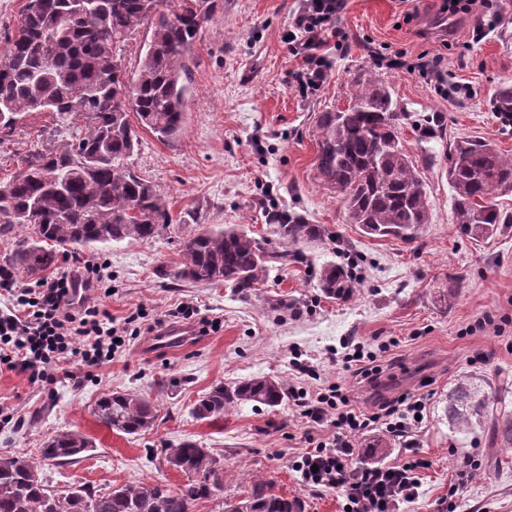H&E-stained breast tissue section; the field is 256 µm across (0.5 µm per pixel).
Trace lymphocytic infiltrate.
<instances>
[{"label": "lymphocytic infiltrate", "instance_id": "1", "mask_svg": "<svg viewBox=\"0 0 512 512\" xmlns=\"http://www.w3.org/2000/svg\"><path fill=\"white\" fill-rule=\"evenodd\" d=\"M344 7L345 0H304L294 17L288 47L300 62L295 74L299 93L316 91L322 84L328 67L324 35ZM80 286L88 295L78 302L74 293ZM111 287L112 274L104 262L62 268L33 288L19 287L13 268L0 265V291L10 298L9 306L0 310V366L35 383L60 375L73 378L68 365L74 360L90 367L112 361L121 348L120 337L139 316L116 322L92 300V290ZM291 397L302 418L332 431L295 461L293 469L304 486L341 491L342 512H399L401 504L418 497L421 461L357 466L353 460L356 434L374 425L397 437L416 429L417 416L426 409L423 398L402 394L367 413L335 383L316 390L295 387Z\"/></svg>", "mask_w": 512, "mask_h": 512}]
</instances>
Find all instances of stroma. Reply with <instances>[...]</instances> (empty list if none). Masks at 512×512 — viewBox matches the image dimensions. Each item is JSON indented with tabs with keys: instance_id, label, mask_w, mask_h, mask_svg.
I'll use <instances>...</instances> for the list:
<instances>
[{
	"instance_id": "obj_1",
	"label": "stroma",
	"mask_w": 512,
	"mask_h": 512,
	"mask_svg": "<svg viewBox=\"0 0 512 512\" xmlns=\"http://www.w3.org/2000/svg\"><path fill=\"white\" fill-rule=\"evenodd\" d=\"M489 2L496 27L477 42L474 16L448 15L442 0H346L327 50V77L303 96L292 85L298 61L284 41L303 0H219L192 49L181 135L161 141L141 132L129 160L164 196L169 226L147 241L81 249L57 262H107L114 291L103 305L116 320L140 308L147 323L168 325L169 310L190 302L218 327L175 350L152 349L146 331L126 336L111 363L74 365L77 385L0 372V405L14 415L0 419V455L36 462L57 490L145 481L175 488L187 477L167 464L166 450L192 439L219 457L226 503L239 501L248 476L258 474L304 502L305 512H341L338 491L306 487L292 468L330 434L300 418L292 399L272 409L244 405L217 420L194 415L213 385L267 375L287 387L340 384L368 412L383 397L426 395L421 428L393 438L383 458L425 463L419 496L401 512H512V446L492 434L494 423L512 420V224L472 240L452 222L448 187L453 142L480 138L512 155V125L492 108L496 91L512 83V0ZM423 52L442 57L449 80L468 84L470 96L445 97L413 72ZM396 57L404 67L388 68ZM369 76L391 88L402 144L426 183L429 222L411 241L368 236L347 223L340 199L314 170L320 113L344 108L355 81ZM428 126L437 129L435 138L424 136ZM81 130L78 121L27 114L0 134V180L14 175L21 153L60 145ZM272 211L300 215L329 234L297 244L303 262L272 267L249 296L159 275L160 267L176 264L182 242L205 227L236 225L268 247L287 249L268 221ZM351 262L359 293L344 302L324 297L315 271ZM452 277L459 288L447 304L443 292ZM386 341L392 348L381 359L392 370L377 388L357 384L335 358L355 345L374 351ZM298 360L309 374L297 372ZM462 382L478 388L490 408L465 432L453 430L446 416L448 394ZM126 390L156 403L153 430L131 436L99 422L98 397ZM68 430L82 433L91 448L67 463L41 459L43 442Z\"/></svg>"
}]
</instances>
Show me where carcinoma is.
Listing matches in <instances>:
<instances>
[{
    "label": "carcinoma",
    "mask_w": 512,
    "mask_h": 512,
    "mask_svg": "<svg viewBox=\"0 0 512 512\" xmlns=\"http://www.w3.org/2000/svg\"><path fill=\"white\" fill-rule=\"evenodd\" d=\"M218 0H36L25 8L0 52V131L11 130L30 112H50L84 123L86 131L63 145L30 150L17 173L0 181V236L16 225L32 227L6 261L32 276L81 247L144 241L171 223L164 197L133 171L127 160L138 146V130L159 140L181 132L186 112L187 65L202 24ZM148 26L150 38L136 73H112L132 33ZM504 119L512 115V85L495 98ZM138 127H133L130 114ZM390 91L358 81L347 108L317 120L315 170L340 196L349 223L370 235L415 238L429 221L420 171L403 148ZM448 185L453 223L474 240L512 224V212L496 203L493 188L512 191V156L486 141L452 145ZM137 208L139 215L131 214ZM37 219H27L31 210ZM279 236L292 243L317 241L318 224L277 213L270 218ZM181 260L164 272L174 280L224 284L246 295L274 264L302 259L299 252L264 247L235 225L209 227L181 243ZM317 287L346 301L357 291L351 271L325 264ZM282 382L257 375L231 386L214 385L194 407L200 419L216 420L231 407H275L285 398ZM484 400L461 383L448 395V423L470 429L483 417ZM95 415L109 428L136 435L153 428L157 409L146 395L109 392L96 401ZM91 447L76 431L52 436L41 449L46 460L65 461ZM167 463L187 476L178 488L159 483L124 484L107 491L85 486L54 490L34 462L0 455V512H193L224 487V468L208 448L184 440L167 449ZM239 512H304L300 499L275 491L261 477L248 480Z\"/></svg>",
    "instance_id": "1"
}]
</instances>
